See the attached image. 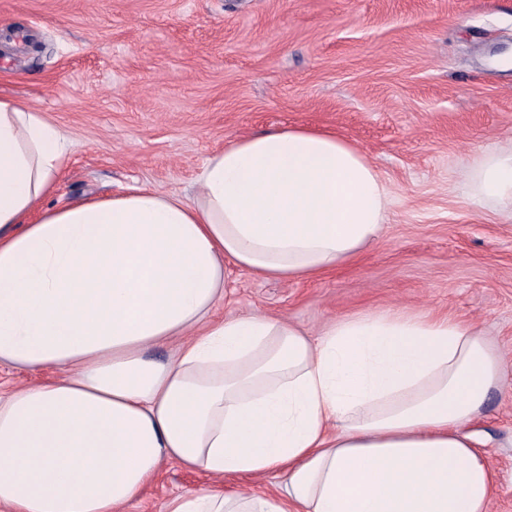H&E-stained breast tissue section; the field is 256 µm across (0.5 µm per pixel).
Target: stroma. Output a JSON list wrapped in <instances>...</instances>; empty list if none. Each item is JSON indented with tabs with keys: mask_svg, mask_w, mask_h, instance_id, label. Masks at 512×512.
<instances>
[{
	"mask_svg": "<svg viewBox=\"0 0 512 512\" xmlns=\"http://www.w3.org/2000/svg\"><path fill=\"white\" fill-rule=\"evenodd\" d=\"M512 0H0V95L66 135L48 204L133 185L193 195L232 139L305 126L359 146L391 193L384 234L315 279L228 269L221 320L263 313L318 331L368 311L449 316L493 342L512 375V222L464 172L512 145ZM512 512V384L468 426ZM282 478L165 464L122 512H170L210 490Z\"/></svg>",
	"mask_w": 512,
	"mask_h": 512,
	"instance_id": "stroma-1",
	"label": "stroma"
}]
</instances>
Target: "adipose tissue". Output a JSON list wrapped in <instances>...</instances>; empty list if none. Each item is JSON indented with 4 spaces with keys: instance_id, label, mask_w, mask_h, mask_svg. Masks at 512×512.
Listing matches in <instances>:
<instances>
[{
    "instance_id": "obj_1",
    "label": "adipose tissue",
    "mask_w": 512,
    "mask_h": 512,
    "mask_svg": "<svg viewBox=\"0 0 512 512\" xmlns=\"http://www.w3.org/2000/svg\"><path fill=\"white\" fill-rule=\"evenodd\" d=\"M68 148L0 97V366L64 372L0 394V512H120L169 462L285 477L280 495L171 512H489L493 472L466 427L504 367L476 328L396 310L314 335L212 318L227 264L312 278L379 238L390 191L358 146L276 130L210 155L191 201L134 186L44 206ZM466 185L512 215V147ZM173 342L174 360L149 358Z\"/></svg>"
}]
</instances>
